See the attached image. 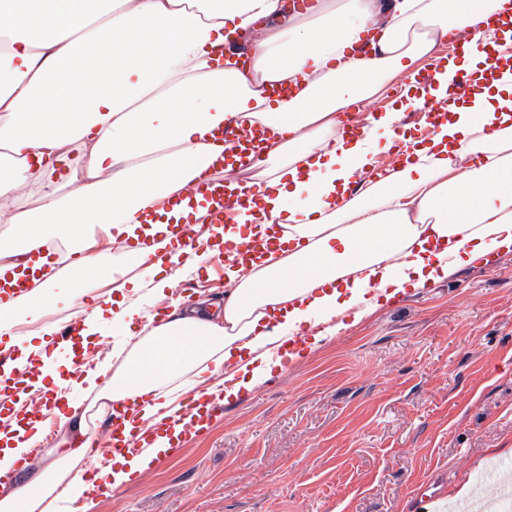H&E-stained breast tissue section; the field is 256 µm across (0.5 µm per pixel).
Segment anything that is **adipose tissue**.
<instances>
[{
    "instance_id": "adipose-tissue-1",
    "label": "adipose tissue",
    "mask_w": 512,
    "mask_h": 512,
    "mask_svg": "<svg viewBox=\"0 0 512 512\" xmlns=\"http://www.w3.org/2000/svg\"><path fill=\"white\" fill-rule=\"evenodd\" d=\"M89 2L0 0V220L13 227L0 260L34 272L42 263L31 252L54 238L78 254L44 272L38 291L0 301V337L20 322L36 325V338L52 335L42 318L63 289L111 278V259L94 250L100 233L135 241L128 263L156 274L155 295L165 299L177 227L206 215L166 202L197 190L223 153L212 130L258 121L272 138L254 164L261 193L239 209L232 238L267 232L274 245L248 271L227 269L223 313L196 301L137 337L115 372H83L96 417L127 406L126 434L155 428L156 456L186 437L160 427L184 376L235 368L224 399L237 400L271 378L268 351L288 333L330 320L344 329L512 252V63L463 100L456 71H477L485 55L437 67L429 92L442 115L430 137L414 141V163L361 194L349 193L353 176L419 101L372 116L364 137L336 139L338 111L376 102L448 34L482 37L484 20L512 13V0H316L303 12L286 0H97L94 10ZM281 82L292 98L265 95ZM28 188L37 208L23 206ZM13 417L0 431V512H56L60 496L84 499L86 414L59 413L55 460L39 472L17 464L36 450L41 424L22 403Z\"/></svg>"
}]
</instances>
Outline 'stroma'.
<instances>
[{
	"label": "stroma",
	"mask_w": 512,
	"mask_h": 512,
	"mask_svg": "<svg viewBox=\"0 0 512 512\" xmlns=\"http://www.w3.org/2000/svg\"><path fill=\"white\" fill-rule=\"evenodd\" d=\"M112 298H76L95 332L52 336L48 358L116 369L133 340L113 333ZM499 464L512 468V253L326 338L89 512H422L421 482L492 497Z\"/></svg>",
	"instance_id": "35a3bbf8"
}]
</instances>
